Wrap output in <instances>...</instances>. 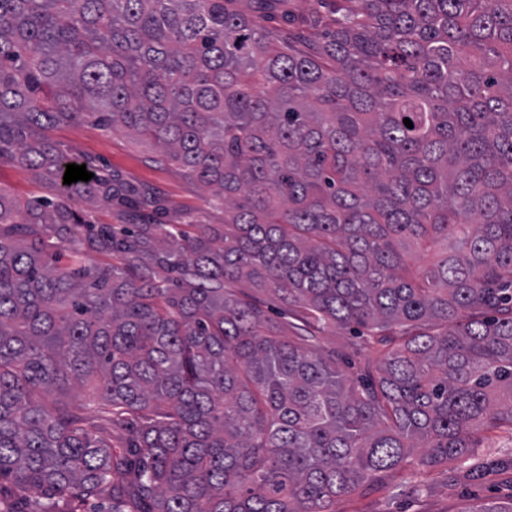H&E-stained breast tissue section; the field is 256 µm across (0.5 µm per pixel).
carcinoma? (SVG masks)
<instances>
[{
    "label": "carcinoma",
    "instance_id": "1",
    "mask_svg": "<svg viewBox=\"0 0 512 512\" xmlns=\"http://www.w3.org/2000/svg\"><path fill=\"white\" fill-rule=\"evenodd\" d=\"M334 2L0 0V161L51 190H0V512H331L512 429V0ZM81 121L224 223H91L163 205L48 136ZM328 323L370 328L356 385ZM290 9L297 17L325 16L332 9V1L320 4L318 0H290Z\"/></svg>",
    "mask_w": 512,
    "mask_h": 512
}]
</instances>
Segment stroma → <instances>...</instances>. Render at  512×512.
<instances>
[{"label": "stroma", "mask_w": 512, "mask_h": 512, "mask_svg": "<svg viewBox=\"0 0 512 512\" xmlns=\"http://www.w3.org/2000/svg\"><path fill=\"white\" fill-rule=\"evenodd\" d=\"M51 135L77 156H89L123 178L152 189L161 199L164 221L171 224H220L224 204L154 145L125 131L92 123L53 129ZM482 478H472V471ZM512 498V431L484 433L483 445L463 460L438 468L415 466L385 474L377 490L337 497L334 512H460L470 502Z\"/></svg>", "instance_id": "35a3bbf8"}]
</instances>
